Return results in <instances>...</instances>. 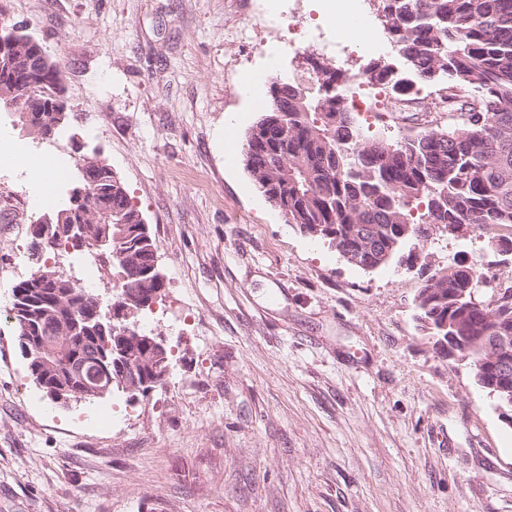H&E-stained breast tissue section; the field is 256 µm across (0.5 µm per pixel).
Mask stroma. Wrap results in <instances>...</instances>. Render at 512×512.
I'll return each mask as SVG.
<instances>
[{
    "label": "stroma",
    "mask_w": 512,
    "mask_h": 512,
    "mask_svg": "<svg viewBox=\"0 0 512 512\" xmlns=\"http://www.w3.org/2000/svg\"><path fill=\"white\" fill-rule=\"evenodd\" d=\"M64 71L87 149L125 184L158 244L162 301L138 326L172 354L147 397L52 405L0 316V512H512V426L415 319L417 270L365 271L285 224L245 167L262 114L243 76L264 57L268 0H0ZM232 140H225L226 124ZM0 137L78 158L0 112ZM48 210L0 167V309L29 276L27 230ZM494 233L440 236L432 269L477 261Z\"/></svg>",
    "instance_id": "35a3bbf8"
}]
</instances>
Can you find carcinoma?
I'll list each match as a JSON object with an SVG mask.
<instances>
[{
    "mask_svg": "<svg viewBox=\"0 0 512 512\" xmlns=\"http://www.w3.org/2000/svg\"><path fill=\"white\" fill-rule=\"evenodd\" d=\"M387 17L384 30L397 48L402 72L388 61L366 64L378 86L406 92L417 113V130L392 142L365 133L343 93L353 75L332 64L310 69L314 85L274 79L269 104L250 129L246 168L266 199L302 234L327 242L341 256L353 254L372 268L383 267L413 240L423 246L437 230L457 235L479 226H512V0H375ZM15 70L0 72V93L19 98L14 115L21 128L39 127L58 136L69 114L55 112L53 93L62 91L63 71L39 63L36 46L20 36L12 48ZM73 197L47 212L52 223L30 227V276L12 287L11 319L17 348L33 382L69 390L72 403L84 394L73 366L85 363L109 389L133 386L130 397L166 384L171 351L158 357L156 336L137 326V301L145 288H162L150 272L157 243L123 183L99 156L77 160ZM112 208L101 223L96 206ZM76 209L80 235L59 216ZM110 260L119 288L112 304L135 310L128 320L109 321V306L80 288L75 278L43 262L60 249ZM484 269L456 260L423 277L416 316L429 317L433 334L471 337L461 354L473 374L489 373L479 338L512 337L510 302L484 288ZM477 293L461 298L463 290ZM100 316L88 318L95 309ZM448 324V329L441 326ZM139 336L134 361H117L113 349L123 331Z\"/></svg>",
    "mask_w": 512,
    "mask_h": 512,
    "instance_id": "1",
    "label": "carcinoma"
}]
</instances>
